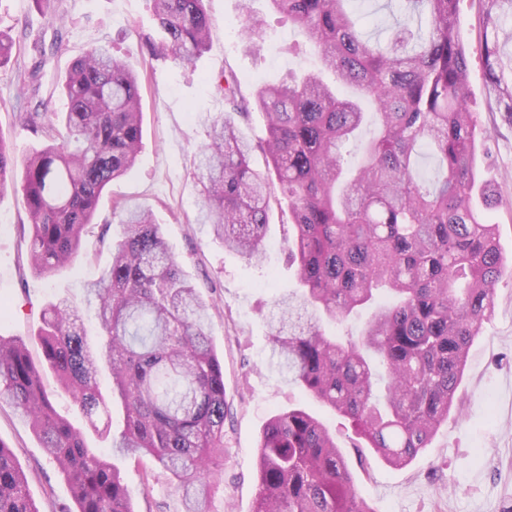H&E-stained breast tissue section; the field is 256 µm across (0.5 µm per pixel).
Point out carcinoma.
Here are the masks:
<instances>
[{
	"label": "carcinoma",
	"mask_w": 512,
	"mask_h": 512,
	"mask_svg": "<svg viewBox=\"0 0 512 512\" xmlns=\"http://www.w3.org/2000/svg\"><path fill=\"white\" fill-rule=\"evenodd\" d=\"M156 25L133 26L152 63L194 67L212 28L205 0H151ZM385 45L363 36L353 0H269L300 30L319 67L245 94L232 70L216 78L225 111L266 120L259 145L220 115L196 154L199 221L224 248L262 253L272 204L286 200L288 260L300 290L274 301L270 363L331 408L387 465H409L457 409L469 349L492 313L506 272L498 225L473 203L477 126L468 108V61L456 28L459 0H403ZM483 58L498 107L512 115V0H479ZM265 21L249 9L237 30L260 46ZM18 59L0 30V67ZM39 68L23 84L25 111L14 127L41 146L17 158L0 134V197L23 192L28 256L37 275L82 259L83 236L98 219L103 193L134 166L142 147V87L150 73L127 69L110 44L89 46L58 85L65 109L39 97ZM354 87L336 97L323 73ZM374 106L378 133L345 178V147ZM436 161L420 173L423 156ZM112 263L83 288L41 309L46 365L21 338L0 337V408L15 410L70 484L75 509L134 512L132 494L109 457L150 459L175 482L185 512H209L210 464L224 451V367L211 339L208 306L186 278L150 211L120 208ZM94 312L96 346L77 324ZM368 311L359 336L326 333ZM106 367L112 395L96 373ZM54 372L87 425L111 440L110 454L88 446L60 415L43 384ZM123 424L113 428V407ZM253 512H375L356 490L336 437L300 407L273 415L257 446ZM0 512H40L14 454L0 441Z\"/></svg>",
	"instance_id": "1"
}]
</instances>
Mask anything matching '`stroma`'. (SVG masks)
<instances>
[{
  "mask_svg": "<svg viewBox=\"0 0 512 512\" xmlns=\"http://www.w3.org/2000/svg\"><path fill=\"white\" fill-rule=\"evenodd\" d=\"M58 22H50L31 0H0V29L12 31L26 64L44 63L41 96L52 97L53 82L96 41L122 37L121 57L140 72L152 69L143 95V139L136 166L104 193L101 216L114 204L151 209L170 250L209 306L214 345L224 361V456L212 467L209 512H252L259 484L256 448L268 419L302 406L335 430L356 477L358 493L375 512H512V278L496 286L495 306L471 346L458 392L459 413L450 416L432 442L409 466L395 469L375 455L359 462L356 440L342 418L307 396L270 367L272 329L266 314L272 302L296 288L286 263L290 225L272 218L260 259L225 250L209 225L196 223L199 186L193 154L208 142L212 118L224 110L214 80L232 67L245 88L275 83L315 61L293 57L288 43L297 28L273 13L265 0L252 7L266 20L261 57L246 53L234 32L241 21L240 0H205L213 31L194 69L150 67L132 25L154 24L149 0H53ZM456 27L469 61L470 109L480 134L481 178L493 197L485 215L498 227L503 255L512 262V116L500 112L489 88L481 54L482 29L477 0H460ZM16 66L0 67V133L13 139L17 155L39 147V140L16 133L12 112L19 91ZM28 214L21 193L0 198V336L26 340L35 361L43 355L37 330L40 310L64 295L81 297L110 258L100 244V225L87 235L90 254L73 267L49 276L34 274L28 261ZM0 441L25 472L40 512L71 504L70 489L28 424L0 409ZM132 492L135 512H183L179 492L164 472L146 478L151 461H119Z\"/></svg>",
  "mask_w": 512,
  "mask_h": 512,
  "instance_id": "1",
  "label": "stroma"
}]
</instances>
